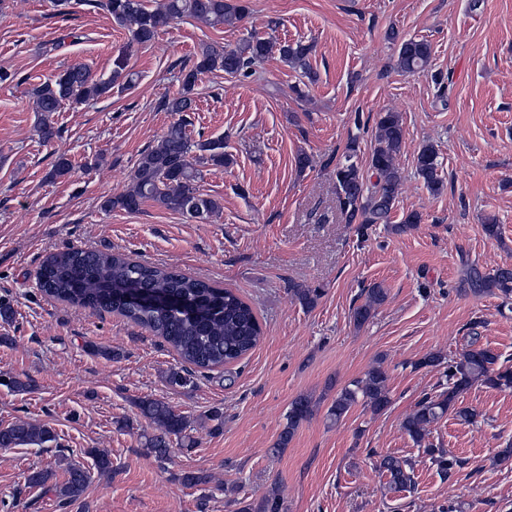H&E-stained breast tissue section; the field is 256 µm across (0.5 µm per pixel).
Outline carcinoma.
<instances>
[{
    "instance_id": "cac0c4a2",
    "label": "carcinoma",
    "mask_w": 512,
    "mask_h": 512,
    "mask_svg": "<svg viewBox=\"0 0 512 512\" xmlns=\"http://www.w3.org/2000/svg\"><path fill=\"white\" fill-rule=\"evenodd\" d=\"M101 6L116 24L127 29L130 44L141 46L154 41L162 28L183 17L212 27H235L248 16V7L241 0H160L153 9L147 8L144 0H103ZM389 37L399 43L395 61L398 71L413 74L428 70L432 57L428 41L403 38L394 28ZM275 48L285 63L300 70L309 81L316 80L309 61V47L301 44H279L271 38L251 35L233 48L206 46L183 75L180 91L164 101V109L179 119L164 129L156 146L141 154L131 172L130 187L105 198L101 209L137 212L144 202L152 200L192 219L207 220L219 213L220 201L202 193L198 182L202 176L200 167L229 163V157L224 154V137L192 140L183 113L195 111L194 90L199 75L222 71L246 76L251 65ZM132 82L133 74L128 70L125 53L114 59L112 71L106 76L95 78L87 68L73 66L44 81L32 90L36 111L41 114L42 135L47 139L53 136L49 117L64 104L107 97L112 95V89H125ZM404 137L400 113L381 112L368 161L371 176L364 175L353 143L336 162L332 171L336 208L345 223L356 225L360 234L374 224L390 222L401 180L396 157ZM416 173L429 193L435 195L443 190L438 149L434 144L426 143L418 152ZM39 287L49 297L95 312L119 315L161 337L183 363L192 366L190 370L170 372L167 382L173 387L188 385L195 371H213L239 362L257 346L262 335L254 309L232 290L189 277L172 267L134 261L121 253L68 249L54 254L40 267ZM137 288L178 298L186 307H134L123 299V293ZM463 288L474 295H496L507 305L512 302V268L501 267L487 273L472 265L466 272ZM386 297L387 292L381 285L368 288L364 302L352 311L354 324L362 326L369 321ZM446 377L448 387L435 396L422 398L402 422L403 430L418 445L423 444L432 427L449 414L464 423L473 420L474 410L459 404L460 395L472 386L482 384L512 390V366L501 363L500 356L490 348L477 345L475 337L458 355L448 359ZM388 380L384 367L370 368L364 377L352 381L336 394L327 417L337 424L360 401L376 414L385 411L391 403ZM136 407L153 428V433L144 434V447L158 461L166 459L173 436L188 447L195 444L187 434L188 417L176 412L168 403L142 398L136 402ZM313 412L310 397L295 398L290 404L288 422L271 448L272 453L288 447L299 425ZM53 441L55 436L51 429L27 420L19 419L0 427V448L40 447ZM433 460L449 477L463 466L461 459L443 452ZM379 471L391 489L405 488L413 482V467L405 460L386 456L380 462ZM89 479L85 469L71 466L62 482L53 480L50 470H37L27 476V483L53 492L59 506L64 507L81 497Z\"/></svg>"
}]
</instances>
